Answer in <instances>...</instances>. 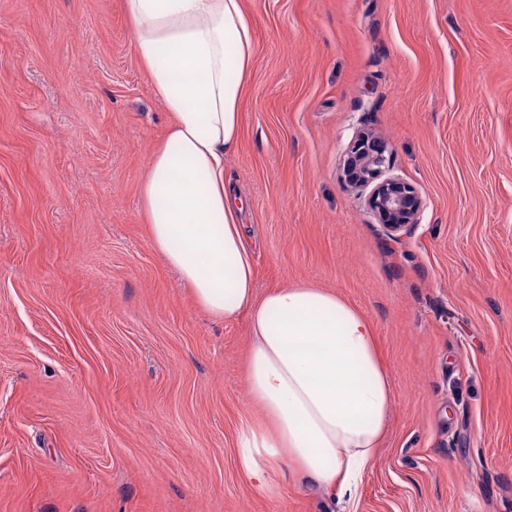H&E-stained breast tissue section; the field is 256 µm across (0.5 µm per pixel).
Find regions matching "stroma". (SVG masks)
Instances as JSON below:
<instances>
[{"label":"stroma","mask_w":512,"mask_h":512,"mask_svg":"<svg viewBox=\"0 0 512 512\" xmlns=\"http://www.w3.org/2000/svg\"><path fill=\"white\" fill-rule=\"evenodd\" d=\"M224 177L266 293L336 291L394 381L357 500L238 465L246 317L197 306L140 185L170 117L122 0H0V512H512V0H245ZM426 208L387 234L357 129Z\"/></svg>","instance_id":"1"}]
</instances>
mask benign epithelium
I'll return each instance as SVG.
<instances>
[{
    "label": "benign epithelium",
    "mask_w": 512,
    "mask_h": 512,
    "mask_svg": "<svg viewBox=\"0 0 512 512\" xmlns=\"http://www.w3.org/2000/svg\"><path fill=\"white\" fill-rule=\"evenodd\" d=\"M389 160L385 140L359 130L346 152L344 177L350 187L368 190V210L389 235L396 237L419 223L425 200L409 181L382 177Z\"/></svg>",
    "instance_id": "obj_1"
}]
</instances>
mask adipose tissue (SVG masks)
<instances>
[{
    "label": "adipose tissue",
    "mask_w": 512,
    "mask_h": 512,
    "mask_svg": "<svg viewBox=\"0 0 512 512\" xmlns=\"http://www.w3.org/2000/svg\"><path fill=\"white\" fill-rule=\"evenodd\" d=\"M138 59L170 116L140 185L153 249L214 321L247 317L248 393L262 410L238 434L258 489L285 464L302 483L357 499L389 424L394 384L370 318L298 281L257 295L224 161L241 137L255 54L243 0H122Z\"/></svg>",
    "instance_id": "obj_1"
}]
</instances>
